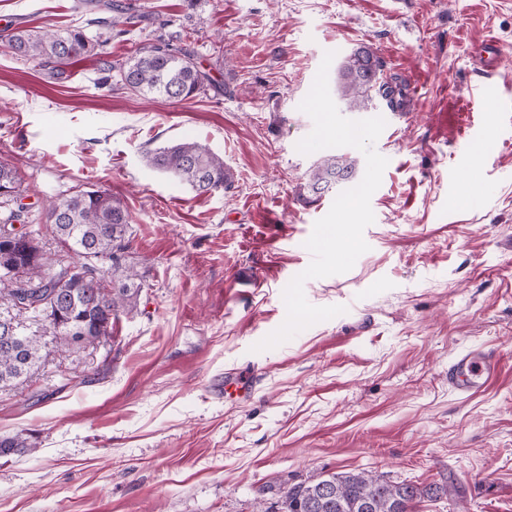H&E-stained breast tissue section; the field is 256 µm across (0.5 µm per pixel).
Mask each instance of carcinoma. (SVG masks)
Returning a JSON list of instances; mask_svg holds the SVG:
<instances>
[{"label": "carcinoma", "instance_id": "carcinoma-1", "mask_svg": "<svg viewBox=\"0 0 512 512\" xmlns=\"http://www.w3.org/2000/svg\"><path fill=\"white\" fill-rule=\"evenodd\" d=\"M92 10L115 12L111 24L133 27L146 21L114 0H90ZM10 51L23 58L65 64L97 50L81 30L15 28L4 35ZM106 83L118 90L142 96L184 101L196 96L211 82L210 75L193 52L167 44L145 45L124 62L108 65ZM384 62L369 46H359L337 69L338 92L354 110H366L373 97L381 96L390 108H401L406 98L402 80L383 77ZM145 164L187 183L196 193L207 194L232 186L224 159L191 140L150 150ZM341 172L344 183L356 180L353 160L331 156L309 173L306 189L315 188ZM21 182L15 171L0 163V197H18ZM53 239L75 260L53 268L52 259L40 244L41 228L15 232V212L0 224V267H17L25 287L0 278V390L27 380L50 354L45 337L55 351L70 352L107 346L113 323L131 315L143 283L126 262L130 249L131 218L128 210L105 191L85 190L46 207ZM29 293L34 305L26 309L41 317V330L24 331L19 316L21 295ZM111 324L101 325L105 314ZM36 450L20 436L0 437V456ZM447 490L411 481L392 482L366 470L331 473L282 488L278 512H415L424 499L435 501Z\"/></svg>", "mask_w": 512, "mask_h": 512}]
</instances>
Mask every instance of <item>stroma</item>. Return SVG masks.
<instances>
[{
	"label": "stroma",
	"mask_w": 512,
	"mask_h": 512,
	"mask_svg": "<svg viewBox=\"0 0 512 512\" xmlns=\"http://www.w3.org/2000/svg\"><path fill=\"white\" fill-rule=\"evenodd\" d=\"M129 2L151 22L121 33L78 0H0V31L79 28L109 54L57 71L0 45V161L22 183L0 212L22 203L42 224L49 202L108 192L131 214L143 280L110 349L51 353L0 390V436L37 444L0 458V512L271 510L284 485L358 469L447 485L418 512H512V0ZM160 39L194 51L213 85L184 102L102 85L106 61ZM489 39L491 77L474 64ZM362 44L409 103L337 105L386 121L369 249L304 284L310 304L344 314L254 351L284 322L283 291L336 198L304 195L324 153L297 151L313 128L299 105L325 52ZM464 104L481 133L438 127ZM185 140L223 157L230 189L200 195L145 165ZM472 345L496 352L499 375L453 392L448 364ZM247 370L249 398L215 395Z\"/></svg>",
	"instance_id": "stroma-1"
}]
</instances>
